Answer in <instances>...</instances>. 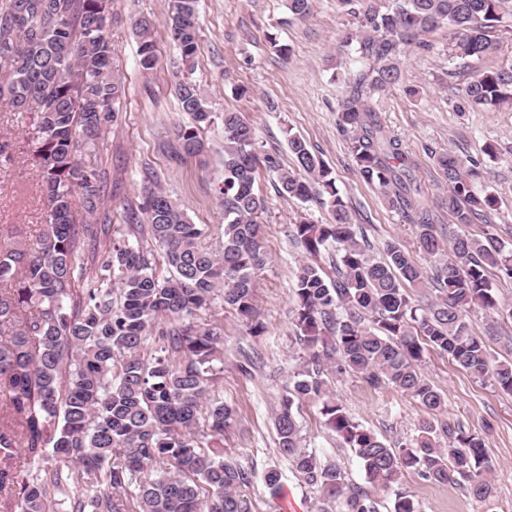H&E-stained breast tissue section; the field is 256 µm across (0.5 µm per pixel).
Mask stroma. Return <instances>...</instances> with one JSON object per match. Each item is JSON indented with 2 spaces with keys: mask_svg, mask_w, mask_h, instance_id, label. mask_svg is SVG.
<instances>
[{
  "mask_svg": "<svg viewBox=\"0 0 512 512\" xmlns=\"http://www.w3.org/2000/svg\"><path fill=\"white\" fill-rule=\"evenodd\" d=\"M200 41L193 68H185L166 25L167 0H114L108 35L114 62L124 77L126 96L118 121L100 147L99 180L104 204L95 221L126 223L143 201L146 187L158 184L204 231L206 243L224 230V204L219 187L224 178L225 111H235L253 125L260 152L279 157L293 167L289 134L302 137L330 166L336 186L353 223L362 227L375 255L396 242L422 268L430 263L417 248V228L390 209L378 191L359 176L346 137L337 125V104L345 91L337 70H357L353 48L342 37L356 25L336 0H313L307 18H293L285 0H200ZM156 22V69L143 74L138 65V39L133 24L140 16ZM428 49L409 47L398 85L376 94L373 103L383 124L399 137L418 164L425 188L424 204L441 232L455 231L447 207L446 182L435 164L445 149L474 159L478 188L498 199L489 224H472L466 231L480 238L488 228L512 242V108L461 111L464 81L448 77L451 37L448 27L427 34ZM199 85L214 121L201 129L204 156L178 153L175 130L186 122L175 95L184 77ZM0 142L11 146L12 160L0 165V237L20 235L35 243L47 219V207L30 163L27 137L12 106L0 99ZM498 146L497 156L485 152ZM275 172L259 168L256 190L266 201L269 261L257 279V305L266 330L251 335L234 311L215 301L200 312L202 324L220 320L224 329V371L213 383V395L234 404L239 421L224 450L253 473L248 489L251 512H313L312 494L294 477L281 456L273 426L274 412L301 363L292 325V276L302 258L290 240L292 224L306 217L319 224L332 216L318 202L285 201L277 192ZM472 332L482 336L492 355L512 351V320L481 309L467 314ZM256 364L250 375L238 365L243 354ZM422 373L443 393L445 419L469 433L481 434L495 465L497 488L492 505L473 499L460 486L433 484L406 472L402 488L419 503L421 512H512V394L479 379L452 362L448 355L426 351ZM337 397L347 412L387 443L409 442L419 435L423 407L391 388L373 389L357 376L332 377ZM304 443L318 454L336 459L353 482L364 480L354 449L344 448L322 424L315 405L300 411ZM271 467L284 475L282 498H271L263 474Z\"/></svg>",
  "mask_w": 512,
  "mask_h": 512,
  "instance_id": "35a3bbf8",
  "label": "stroma"
}]
</instances>
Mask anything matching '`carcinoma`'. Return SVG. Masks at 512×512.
I'll return each mask as SVG.
<instances>
[{
    "label": "carcinoma",
    "instance_id": "1",
    "mask_svg": "<svg viewBox=\"0 0 512 512\" xmlns=\"http://www.w3.org/2000/svg\"><path fill=\"white\" fill-rule=\"evenodd\" d=\"M359 27L343 35L364 67L348 78L338 108L360 177L388 206L416 225L420 252L435 259V299L413 302L409 288L423 269L396 243L385 257L370 253L351 223L332 170L307 142L288 134L298 171L260 155L251 125L224 112V232L214 246L180 205L153 185L145 189V224H79L75 193L86 215L100 202L99 145L118 119L124 94L108 36L112 0H0V99H7L31 139L48 209L35 247L0 244V512H251L245 488L252 473L224 458L235 425L234 405L208 397L221 370V325L196 317L216 298L257 320L255 278L268 259L265 200L256 191L259 165L278 175L288 201H320L332 223L303 219L291 237L303 251L294 272L292 325L307 359L294 373L274 418L278 448L295 477L316 494L317 512H379L371 488L393 496L392 512H420L400 488L405 472L430 483L463 486L478 502L494 501V465L478 434L440 418L443 394L419 370L424 346L512 392V360H496L470 330L474 306L512 318L487 272L512 278V249L493 234L437 232L423 204L416 163L382 123L372 96L398 83L405 49L427 47L423 36L446 23L452 59L501 51L499 32L512 27V0H336ZM168 25L186 65L200 40L198 0H169ZM139 67L158 62L155 22L136 19ZM189 121L179 149L201 156L202 127L213 112L189 79L176 86ZM462 100L472 110L512 105V60L470 77ZM436 163L448 186L445 205L460 226L484 221L496 198L474 185L473 161L445 149ZM108 243V259L88 274L90 244ZM151 241L163 250L169 276L155 275ZM451 254L444 262L442 257ZM330 374H356L423 406L428 418L415 442L395 448L354 420L336 398ZM315 403L324 425L361 460L366 485L351 481L331 459L302 447L297 415ZM60 465L41 467L48 452ZM30 466L20 477L18 462ZM266 487L283 491V474L266 470Z\"/></svg>",
    "mask_w": 512,
    "mask_h": 512
}]
</instances>
